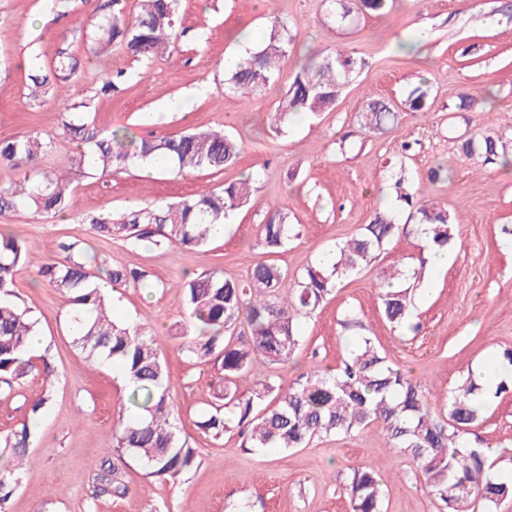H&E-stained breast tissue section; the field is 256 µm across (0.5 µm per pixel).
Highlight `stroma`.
Here are the masks:
<instances>
[{"instance_id": "obj_1", "label": "stroma", "mask_w": 512, "mask_h": 512, "mask_svg": "<svg viewBox=\"0 0 512 512\" xmlns=\"http://www.w3.org/2000/svg\"><path fill=\"white\" fill-rule=\"evenodd\" d=\"M104 2L0 0V138L51 136L54 148L42 168L66 165L76 146L62 134L63 115L67 107L86 103L101 129L124 128L137 137L223 129L238 138L241 154L236 165L219 172L163 167L142 178L131 168L78 177L77 208L64 218L45 219L23 208L0 215V231L23 244L31 258L18 267L13 291L36 319L56 371L52 379L39 370L18 385L0 382V434L19 428L31 404L45 390L53 392L6 512H349L345 481L364 466L383 480V512H440L412 458L392 447L375 424L289 450L250 447L236 425L217 440L203 434L196 423L215 402L219 368L214 360L189 356L169 329L186 315L180 286L185 275L218 270L247 278L260 258L256 244L271 210L283 209L290 223L302 227L301 237L278 257L289 274L300 275L376 211L396 209L394 181L401 171L419 198L448 211V248L457 254L452 266H428L423 285H412L416 331L392 328L378 299L381 269L417 264L422 243L402 234L371 266L300 317V346L287 364L258 367L254 379L286 385L317 366L338 368L365 335L390 365L409 371L441 410L468 370L498 362L504 350H512V170L459 150L460 136L478 139L497 126H512V22L499 14L503 0H396L387 14L362 16L345 28L327 16L324 0H177L178 49L148 63L117 48L103 58L92 53ZM275 20L286 23L296 52L347 50L366 61L334 110L293 121L280 135L272 131L269 114L292 79L295 61L259 99L248 102L224 90L225 55L244 35L260 45ZM421 28L427 41L412 52L401 49L400 41ZM63 50L80 58L66 97L29 98L30 73H51ZM27 57L36 59L35 68L23 66ZM117 71L125 74L123 91L104 94L106 74ZM422 82L428 97L421 111H403L399 123L382 134L360 130L358 114L367 98L399 103ZM466 93L488 101L480 109H461ZM161 104L166 110L156 122L141 124V114ZM437 166L449 176L433 183L428 173ZM248 172L257 178L251 204L234 214L224 237L206 247L131 246L91 230L94 219L217 189ZM64 238L81 240L100 270L151 272L153 287L121 289L112 309L157 336L173 379L179 429L196 450L194 466L169 482L127 460L120 476L130 494L123 499L95 501L90 492L97 459L116 444L125 382L117 367L85 359L68 331V298L37 275V264L57 258ZM350 312L361 321L360 330L342 327ZM254 379L240 381V389L252 388ZM468 440L472 447L498 451V469H512V391L489 399Z\"/></svg>"}]
</instances>
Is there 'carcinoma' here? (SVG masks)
<instances>
[{
    "instance_id": "1",
    "label": "carcinoma",
    "mask_w": 512,
    "mask_h": 512,
    "mask_svg": "<svg viewBox=\"0 0 512 512\" xmlns=\"http://www.w3.org/2000/svg\"><path fill=\"white\" fill-rule=\"evenodd\" d=\"M329 12L339 25H347L359 14L382 16L393 0H326ZM95 55L112 47L121 49L135 61H148L177 49L175 0H137L136 11L125 13L119 0H112V13L98 23ZM293 52L287 26L279 21L250 56L231 72L228 88L246 99L264 94L281 77L285 62ZM79 60L61 56L53 77L34 75L31 95L49 91L75 74ZM365 60L346 51L332 54L306 53L297 65L292 81L275 107L273 129L288 126L290 116L303 112L318 115L332 109L342 87ZM398 120L397 107L385 100L371 99L360 112V128L383 129ZM63 134L79 152L69 168L43 171L40 161L53 148V139L28 133L0 139V161L25 170L23 181L0 186V214L26 207L43 217L67 213L75 207L70 175L90 168L83 147L92 150L90 169L117 173L145 162H174L184 170L222 171L234 165L241 153L239 142L222 131L180 132L150 136L139 141L128 131L116 128L105 132L83 118L62 122ZM467 157L477 155L483 162L512 168V136L497 129L479 140L461 142ZM256 178L251 173L208 190L166 204H145L126 209L91 224L100 238L122 240L133 246L150 243L195 249L213 238L216 223L226 221L251 201ZM397 201L409 210L415 223L401 224L395 213H377L371 223L345 241L336 244V262L328 272L312 266L288 283V271L276 257L301 235L300 225L288 222V213L277 209L262 225L258 238L261 260L245 281L226 279L219 272L191 277L183 283L187 318L176 329L184 349L192 356H211L220 361L218 404L204 413L197 427L219 439L232 413L238 423L249 427L253 448H302L316 435L349 434L371 424L380 426L393 447L409 454L431 494L444 512H497V506L512 500V478L492 476L478 448L465 442L469 428L482 420L489 394L468 374L448 399L446 415H435L431 402L417 380L394 368L375 346L362 336L349 349L342 366L330 373L313 370L303 381L288 388L269 380L255 381L247 392L238 390L236 379L253 373L258 364L280 366L300 345L298 320L315 310L332 295L341 280L377 258V253L402 233L430 235L438 249L448 247L452 238L448 213L431 203L421 204L403 179L394 183ZM59 258L38 265L37 273L49 286L68 297L72 310L68 318L73 343L93 364L112 363L119 367L128 388L130 415L117 431V460L128 456L141 461L148 475L174 481L191 469L196 450L183 439L176 425L177 411L170 396L171 377L161 358L155 336L137 323L112 316L105 294L99 288L106 279L114 285L150 286L145 269L114 267L100 277L91 271L92 258L78 239L58 244ZM28 262L18 241L0 232V378L4 383H21L38 365L51 373L43 356L31 354V339L38 335L36 322L11 300L14 273ZM427 259L406 271L391 267L383 273L379 300L385 319L403 330H412L409 320V289L402 280L420 279ZM247 330L245 340L233 344L224 333L237 326ZM273 395L277 403L257 413V405ZM48 389L31 406V416L21 428L0 437V510L20 486V471L28 457L40 410L52 400ZM115 460V461H117ZM106 455L99 464L98 483L91 498H125L128 487L118 477V467ZM345 491L350 512H382L383 482L368 468L354 469Z\"/></svg>"
}]
</instances>
